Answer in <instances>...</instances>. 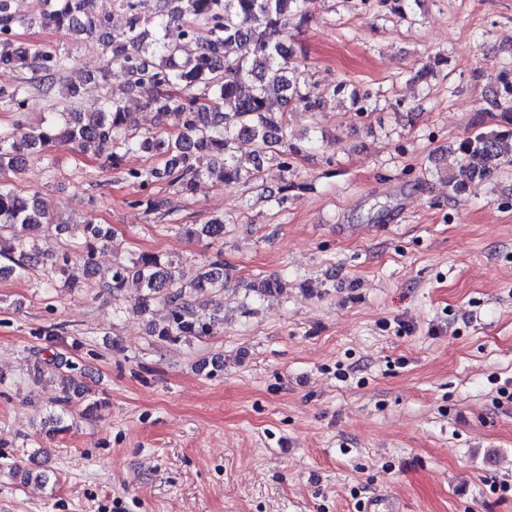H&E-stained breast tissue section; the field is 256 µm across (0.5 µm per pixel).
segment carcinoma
Masks as SVG:
<instances>
[{"instance_id": "carcinoma-1", "label": "carcinoma", "mask_w": 512, "mask_h": 512, "mask_svg": "<svg viewBox=\"0 0 512 512\" xmlns=\"http://www.w3.org/2000/svg\"><path fill=\"white\" fill-rule=\"evenodd\" d=\"M390 12L407 20L420 0H380ZM312 0H122L124 25L121 37L112 36L111 21L91 12V0H43L42 10L27 18L11 12L10 0H0V67H20L36 75L31 86L0 88V110L23 114L31 91L51 97L56 82L74 70L66 50L42 51L26 46L16 32L19 27L52 26L80 41L95 40L102 46L107 67L101 79L112 80L120 72L124 86L141 95L143 107L154 112L160 129L137 130L132 113L117 96L105 99L97 112L64 108L50 112L41 125L30 127L21 119L0 126V174L20 170L31 152L58 141L101 161L104 168L118 166L124 155L147 154L153 163L127 172L128 179L146 188L164 182L183 193L204 177L222 183L250 184L257 181L266 161L276 162L284 173L288 190V158L305 152L309 138L288 133V112L303 109L318 112L330 103L350 99L357 111H372L370 98L348 91V85H320L309 79L305 65L285 40H272L282 19L291 13L298 25L312 17ZM194 45L191 53L186 46ZM235 46L233 57L225 48ZM497 89L493 102L498 116L512 125V63L496 68ZM251 141L254 157L246 165L238 157V145ZM456 166L448 173V194L459 195L475 179H486L512 169V130L478 132L460 143ZM66 232L68 224H52V217L39 193H21L0 181V276L21 273L41 262L31 246L39 232ZM188 238L224 244V219L205 224H184ZM112 243V231L103 224L80 225L79 241L56 256L62 272L78 260L87 273L96 274L98 247ZM222 250L216 258L190 272L181 263L163 262L142 253L112 265L99 279V287L114 296L130 282L140 295L135 310L144 315L158 303L166 311L159 323H148V333L165 343L215 333V316L196 303L195 293H224ZM283 288L277 278H264L250 285L258 295H273ZM76 365L64 366L51 359L36 358L29 368L34 382L46 376L59 379L61 396L43 422L45 435L53 437L69 429L65 418L85 398L79 388Z\"/></svg>"}]
</instances>
